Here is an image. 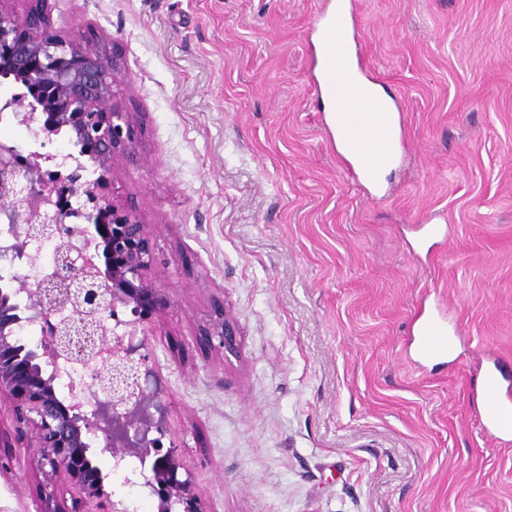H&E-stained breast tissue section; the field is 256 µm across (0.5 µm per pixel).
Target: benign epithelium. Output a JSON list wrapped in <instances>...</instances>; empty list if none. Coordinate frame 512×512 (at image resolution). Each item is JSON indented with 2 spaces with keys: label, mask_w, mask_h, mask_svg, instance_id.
<instances>
[{
  "label": "benign epithelium",
  "mask_w": 512,
  "mask_h": 512,
  "mask_svg": "<svg viewBox=\"0 0 512 512\" xmlns=\"http://www.w3.org/2000/svg\"><path fill=\"white\" fill-rule=\"evenodd\" d=\"M44 3L21 17L0 0V80L23 88L0 98V116L35 125L39 142L27 153L0 142V259L29 266L32 244H55L53 272L40 283L0 276V405H11L18 437L30 436V469L50 487L38 512H65L59 478L80 512H129L107 490L104 454L114 470L140 462L126 483L139 476L157 512H205L169 437L168 391L153 368L148 336L169 296L152 272L150 229L109 197L133 145V115L116 100L119 70L105 47L53 31ZM61 135L75 152L46 150ZM77 236L85 248H74ZM27 324L41 327L36 345L19 336ZM209 340L233 350L232 323H215ZM74 361L86 377L63 395L58 380Z\"/></svg>",
  "instance_id": "benign-epithelium-1"
}]
</instances>
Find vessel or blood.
I'll list each match as a JSON object with an SVG mask.
<instances>
[{
	"label": "vessel or blood",
	"instance_id": "b4317fda",
	"mask_svg": "<svg viewBox=\"0 0 512 512\" xmlns=\"http://www.w3.org/2000/svg\"><path fill=\"white\" fill-rule=\"evenodd\" d=\"M354 11V0H336L332 13L319 19L318 30L324 46L321 60V88H336L337 112L334 125L346 141L351 155L360 160L355 177L374 181L380 168L389 165L395 158V143L401 133L386 113L372 114L359 111L358 105L367 94L350 71L338 68V62L348 51L346 19ZM421 341L419 354L432 358L448 352L450 339L447 327L434 318H423L419 323ZM485 406L492 428H512V407L506 405L499 395V383L495 374L483 377Z\"/></svg>",
	"mask_w": 512,
	"mask_h": 512
}]
</instances>
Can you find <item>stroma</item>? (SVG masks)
Listing matches in <instances>:
<instances>
[{
	"mask_svg": "<svg viewBox=\"0 0 512 512\" xmlns=\"http://www.w3.org/2000/svg\"><path fill=\"white\" fill-rule=\"evenodd\" d=\"M325 0H47L134 113L114 200L155 226L149 341L206 512H512V0H355L354 59L404 132L355 180L323 110ZM443 226L438 236L423 225ZM454 348L416 352L420 317ZM228 318L231 351L211 349ZM0 411V512H36ZM483 388L485 392V406L490 426L498 430H511L512 407L500 398L499 383L495 374L487 373L483 376Z\"/></svg>",
	"mask_w": 512,
	"mask_h": 512,
	"instance_id": "stroma-1",
	"label": "stroma"
}]
</instances>
